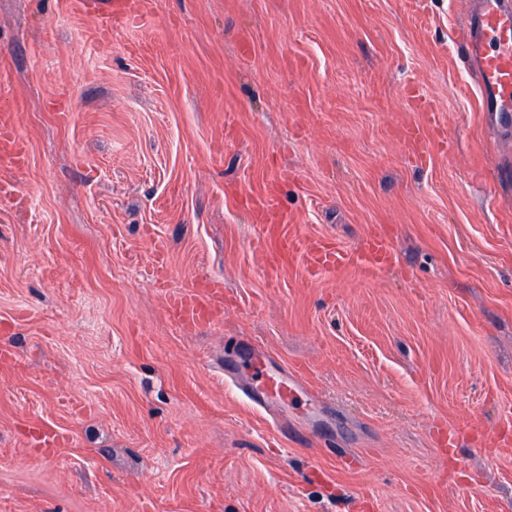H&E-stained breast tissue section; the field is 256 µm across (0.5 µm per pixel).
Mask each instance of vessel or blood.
<instances>
[{
    "label": "vessel or blood",
    "mask_w": 512,
    "mask_h": 512,
    "mask_svg": "<svg viewBox=\"0 0 512 512\" xmlns=\"http://www.w3.org/2000/svg\"><path fill=\"white\" fill-rule=\"evenodd\" d=\"M468 51L482 111L508 117L512 114V0H479ZM306 252L310 266L319 272L355 259L327 238L307 243ZM355 260L365 273L371 274L391 262L392 252L385 237L374 233ZM167 310L174 321L184 326L211 323L223 315L224 283L210 278L192 281L169 300ZM233 359L238 366L253 370L249 380L240 382L239 390L258 411L275 412L285 393L302 382V370L296 366L278 374L270 372L267 357L260 355L253 344L239 345Z\"/></svg>",
    "instance_id": "obj_1"
}]
</instances>
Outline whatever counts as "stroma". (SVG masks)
<instances>
[{"mask_svg":"<svg viewBox=\"0 0 512 512\" xmlns=\"http://www.w3.org/2000/svg\"><path fill=\"white\" fill-rule=\"evenodd\" d=\"M102 3L0 0L28 151L0 168V512H512V122L480 109L476 0H140L108 30ZM380 229L372 275L288 247ZM197 278L224 315L186 328L165 295ZM243 339L306 369L277 418L220 377Z\"/></svg>","mask_w":512,"mask_h":512,"instance_id":"35a3bbf8","label":"stroma"}]
</instances>
